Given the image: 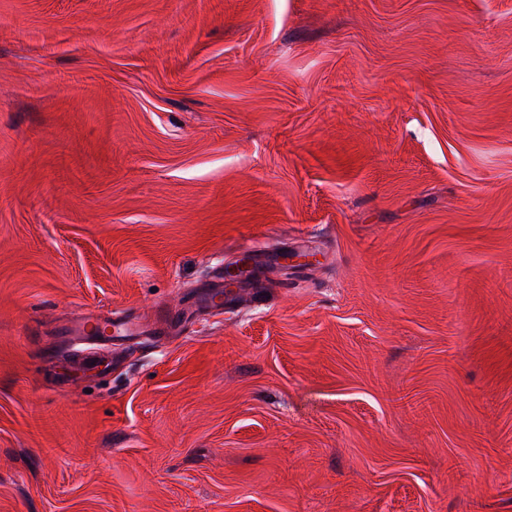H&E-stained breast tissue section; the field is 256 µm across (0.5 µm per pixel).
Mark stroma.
Here are the masks:
<instances>
[{"instance_id":"stroma-1","label":"stroma","mask_w":512,"mask_h":512,"mask_svg":"<svg viewBox=\"0 0 512 512\" xmlns=\"http://www.w3.org/2000/svg\"><path fill=\"white\" fill-rule=\"evenodd\" d=\"M0 512H512V0H0ZM107 325L110 332L104 336L98 335V328ZM140 324L132 320L114 321L112 324V317L108 318V321H103L99 317L88 316L85 318L78 319L71 324L65 325L62 328V334L68 337L82 336V335H94L100 338L103 343L112 345V327L114 328L115 334L119 336L114 337H129L134 335L139 329Z\"/></svg>"}]
</instances>
